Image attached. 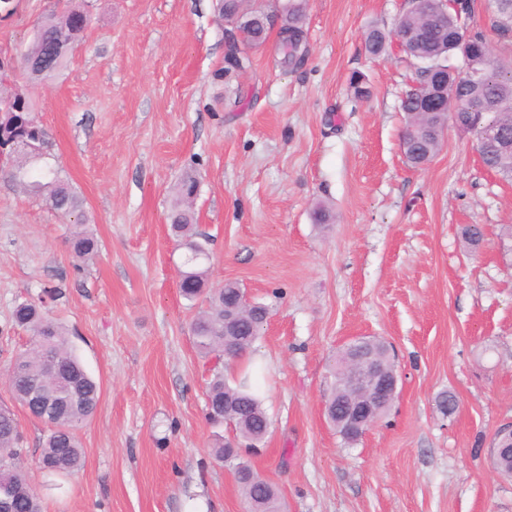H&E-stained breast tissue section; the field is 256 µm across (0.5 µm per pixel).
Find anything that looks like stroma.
<instances>
[{
  "label": "stroma",
  "instance_id": "1",
  "mask_svg": "<svg viewBox=\"0 0 512 512\" xmlns=\"http://www.w3.org/2000/svg\"><path fill=\"white\" fill-rule=\"evenodd\" d=\"M0 57H15L57 0H14ZM90 24L53 78L22 69L49 133L47 160L84 201L99 241L85 262L64 239L73 219L0 176V404L27 332L24 301L51 318L100 386L77 435L81 468L36 465L42 425L24 410L25 466L43 512H246L214 459L209 365L181 296L184 251L168 234L177 184L193 174L208 281L236 283L270 314L253 355L270 370V430L249 463L284 512H512V479L489 448L512 421V184L480 162L471 134L448 129L427 165L401 148L399 98L411 66L396 46L373 57L363 35L392 28L407 0H307V52L283 66L278 31L246 72L225 74L215 0H85ZM370 89L359 102L352 73ZM335 221L314 224L317 204ZM484 227L472 248L466 225ZM55 289V299L43 292ZM394 350L398 397L345 442L325 418L330 364L354 338ZM456 400L453 412L442 396Z\"/></svg>",
  "mask_w": 512,
  "mask_h": 512
}]
</instances>
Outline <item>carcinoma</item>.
<instances>
[{
	"label": "carcinoma",
	"mask_w": 512,
	"mask_h": 512,
	"mask_svg": "<svg viewBox=\"0 0 512 512\" xmlns=\"http://www.w3.org/2000/svg\"><path fill=\"white\" fill-rule=\"evenodd\" d=\"M495 4L493 30L500 45L512 51V0H495ZM216 8L230 26L226 30L228 54L224 72H239L251 66V50L265 42L277 18L279 33L287 34L278 44L283 63L294 67L303 61V7L296 0H287L275 13L257 0H217ZM474 12V0H465L458 9L444 0H418L397 19L392 30L369 28L364 33V48L369 55L380 57L395 37L403 42L404 52L418 63L400 103L405 114L402 148L411 165L426 164L440 150L448 113L453 109V101L440 96V89L457 80V93L471 101L473 112L491 131L479 150L482 164L512 182V151L502 150L500 139L502 134L512 138V59L493 53L486 35L471 26ZM89 23L84 9L70 0L60 12L41 20L23 53V64H32L26 68L30 79L43 82L62 69ZM466 29L471 33V47L463 55L458 39ZM2 127L8 139L16 141V147H5L6 141L0 135V146L4 148L0 173L8 175L24 192L42 198L55 211L69 214L81 210L83 200L67 177L56 169L37 166L45 156L48 133L37 121L31 102H22L14 92L1 94ZM197 190L195 177L185 176L177 185L169 214L170 232L185 250L180 290L190 303L201 302L190 331L198 353L213 363L206 386L209 417L232 424L236 437L252 447L265 438L270 422L251 375L227 379L224 361L237 360L251 351L260 338L268 306L259 303L244 310L240 308L241 289L237 285L208 286L203 264L209 254L194 224ZM66 247L74 258L88 259L97 251L98 241L92 233L76 229L66 239ZM236 306L238 317L228 326L225 314ZM11 321L30 334L29 346L10 361L6 380L18 405L45 426L37 464L42 469L60 461L64 472L71 474L82 464L76 431L94 416L100 386L83 367L62 327L45 316L43 305L19 303L12 311ZM358 348L359 345L348 343L337 354L331 370L334 383L326 400V418L347 442L360 438L359 431L346 427L344 420L347 370ZM51 362L57 367L55 374L48 369ZM40 397L53 398L60 406L47 414L38 405ZM213 452L232 470L246 499L264 501L268 512H277L278 490L233 453L231 441L216 442ZM25 453L16 414L1 404L0 512H41L40 498L22 467Z\"/></svg>",
	"instance_id": "1"
}]
</instances>
